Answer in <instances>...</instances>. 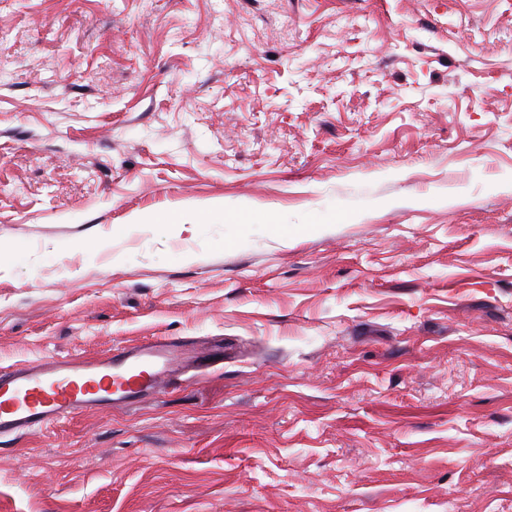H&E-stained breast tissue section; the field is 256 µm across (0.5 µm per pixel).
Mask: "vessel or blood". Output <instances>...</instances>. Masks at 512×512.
I'll use <instances>...</instances> for the list:
<instances>
[{"instance_id":"b4317fda","label":"vessel or blood","mask_w":512,"mask_h":512,"mask_svg":"<svg viewBox=\"0 0 512 512\" xmlns=\"http://www.w3.org/2000/svg\"><path fill=\"white\" fill-rule=\"evenodd\" d=\"M206 353L160 336L95 359L46 356L0 369V439L18 438L73 414L133 407L160 395L177 368L200 369Z\"/></svg>"}]
</instances>
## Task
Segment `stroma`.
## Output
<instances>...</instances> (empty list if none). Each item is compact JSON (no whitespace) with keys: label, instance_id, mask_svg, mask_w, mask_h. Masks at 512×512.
I'll return each mask as SVG.
<instances>
[{"label":"stroma","instance_id":"stroma-1","mask_svg":"<svg viewBox=\"0 0 512 512\" xmlns=\"http://www.w3.org/2000/svg\"><path fill=\"white\" fill-rule=\"evenodd\" d=\"M0 240V367L224 348L0 512H512V0H0Z\"/></svg>","mask_w":512,"mask_h":512}]
</instances>
